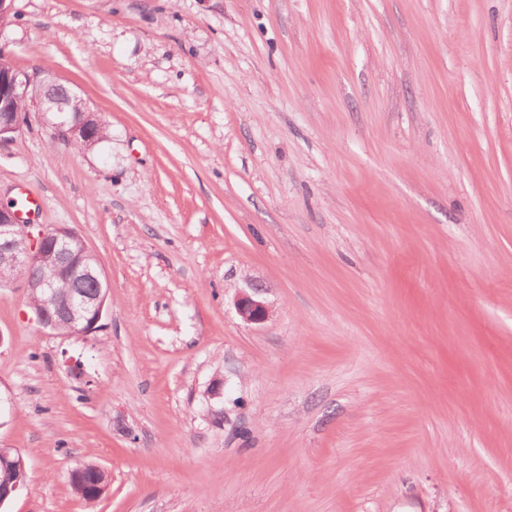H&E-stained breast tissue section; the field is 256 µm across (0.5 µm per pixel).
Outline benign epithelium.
I'll return each instance as SVG.
<instances>
[{
  "label": "benign epithelium",
  "mask_w": 512,
  "mask_h": 512,
  "mask_svg": "<svg viewBox=\"0 0 512 512\" xmlns=\"http://www.w3.org/2000/svg\"><path fill=\"white\" fill-rule=\"evenodd\" d=\"M26 98L47 117L57 139L72 143L95 138L100 118L77 90L44 70L17 68L6 79H0V141L20 131L24 120L15 103ZM69 234L70 228L65 225L24 224L20 210L0 206V266L28 272L38 269L37 275L22 278L27 292L39 289L45 298L43 306L34 311L37 322L52 331L65 324L72 334L84 336L100 327L110 287L97 264L82 270L83 279L98 285L95 293L86 295L79 288L62 292L55 287L59 272L70 265ZM235 308L243 321L251 324L266 321L271 313L252 281L238 289ZM26 477L23 455L14 448H0V507L23 488Z\"/></svg>",
  "instance_id": "1"
}]
</instances>
